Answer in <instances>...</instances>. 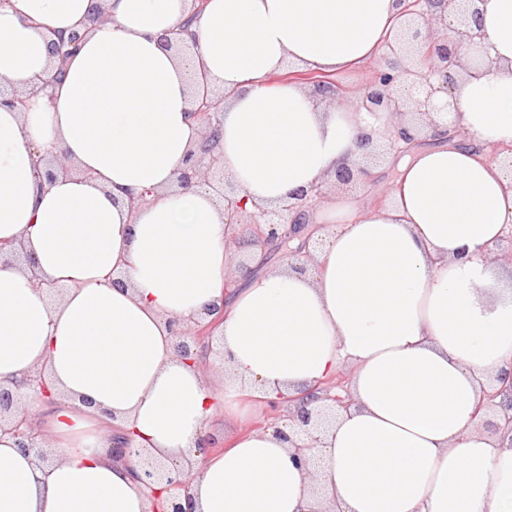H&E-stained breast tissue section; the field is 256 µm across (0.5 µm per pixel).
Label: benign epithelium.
Here are the masks:
<instances>
[{
    "label": "benign epithelium",
    "mask_w": 512,
    "mask_h": 512,
    "mask_svg": "<svg viewBox=\"0 0 512 512\" xmlns=\"http://www.w3.org/2000/svg\"><path fill=\"white\" fill-rule=\"evenodd\" d=\"M407 21L405 25L387 42L389 53L384 64L374 70L370 81L360 91L356 104L369 113L384 111L396 117L408 113L418 116L433 117L438 111L436 99L439 95H452L451 88L455 85V74L461 66L463 48L480 37V26H471L470 19L477 17L479 11L475 0H429L426 10L419 11L407 2L405 9ZM454 18L458 28L454 29L455 38L443 41L421 38L422 29L432 25L448 26V18ZM82 40V34L74 31L66 37H59L50 44L51 53L55 57L64 58V47L75 45ZM315 91L327 95L336 101L344 97V91L329 79L310 80ZM218 99L204 95L195 101L193 115L204 128V138L197 155L191 157L189 163L177 177V188L190 190L200 185L215 188L224 200V210L229 216V223H239V218L247 214L237 200L238 189L224 183V162L215 153L217 130L223 113L217 111ZM425 131L421 123L409 120L407 125H398L394 132L386 137L389 149H396L401 141L417 142ZM45 165V177L53 180L59 173H67L71 168L55 156L42 159ZM369 177V170L355 163L336 170L335 176L341 182H350L355 176ZM322 198V185L315 184L308 189L298 191L292 200L275 212L251 214L247 236L250 242L263 249L279 246L285 236L297 235L305 224L309 212ZM216 321L200 318L189 324L177 318L168 320V327L174 338V349L178 357L188 363H195V356L202 357L214 351ZM348 380V372L341 369L336 373V381L320 388L322 396H312L314 401H324L323 407L308 408L307 403L290 396L281 395L269 401L271 408L276 409L283 402L293 407L290 422L301 427L306 445L292 442L279 426L280 415L274 413L260 424L261 428H272L274 433L292 443L295 448L294 458L299 464H309L307 451L320 440L329 425L335 420L336 412L345 410L351 405L350 396L341 394ZM509 386L496 391L484 392L479 404V411L497 408L500 410L499 421L495 422L497 431L512 432V396L507 391L512 388V378L506 377ZM15 395L5 389L0 390V431H5L19 438L22 448H42L41 434L35 431L28 419L16 420L12 416V408L16 405ZM125 452L138 459L139 469L134 471L136 479L151 490L154 497L168 494L167 507L161 512H187L182 502H191L192 477L165 462L147 456L143 449L135 447L133 440L124 442Z\"/></svg>",
    "instance_id": "obj_1"
}]
</instances>
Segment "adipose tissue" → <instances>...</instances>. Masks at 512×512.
Segmentation results:
<instances>
[{"label":"adipose tissue","instance_id":"obj_1","mask_svg":"<svg viewBox=\"0 0 512 512\" xmlns=\"http://www.w3.org/2000/svg\"><path fill=\"white\" fill-rule=\"evenodd\" d=\"M11 0L0 8V388L16 418L35 416L54 463L0 433V512H152L134 460L112 455L111 428L192 467L193 512H512V446L482 427L487 380L512 370V271L489 251L512 224V173L481 154L512 146V0H481L490 58L456 79L440 129L466 139L415 150L391 200L325 199L328 227L305 270L290 261L241 271L228 287L234 231L212 192H174L202 139L192 91L221 89L218 148L246 210L286 202L359 160L386 112L346 101L320 109L284 80L375 60L404 20L400 0ZM103 9L64 64L49 46ZM193 19L188 61L162 46ZM64 76L51 97L39 80ZM77 171L46 180L38 157ZM146 204L129 210V195ZM224 311V380L174 351L167 321ZM354 368L353 402L316 444L319 471L296 464L272 431L237 435L203 456L217 416L246 400L303 397ZM42 374L53 401L28 389Z\"/></svg>","mask_w":512,"mask_h":512}]
</instances>
